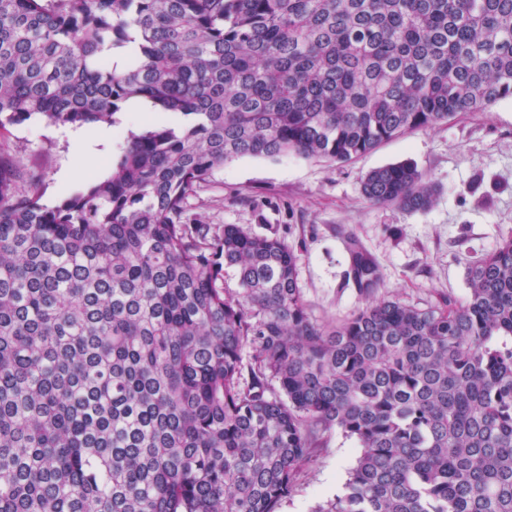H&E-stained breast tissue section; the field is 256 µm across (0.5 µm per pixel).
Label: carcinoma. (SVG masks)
Masks as SVG:
<instances>
[{"label": "carcinoma", "mask_w": 512, "mask_h": 512, "mask_svg": "<svg viewBox=\"0 0 512 512\" xmlns=\"http://www.w3.org/2000/svg\"><path fill=\"white\" fill-rule=\"evenodd\" d=\"M137 98L190 122L55 206L0 147V512H278L334 427L360 453L315 512H512V238L427 308L351 239L363 305L321 324L293 247L186 208L237 158L347 163L512 100V0H0V138ZM361 192L437 189L403 162Z\"/></svg>", "instance_id": "1"}]
</instances>
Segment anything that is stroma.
<instances>
[{
  "mask_svg": "<svg viewBox=\"0 0 512 512\" xmlns=\"http://www.w3.org/2000/svg\"><path fill=\"white\" fill-rule=\"evenodd\" d=\"M149 126L144 114L126 109L110 125L36 118L11 127L4 146L22 165L41 164L44 201L52 204L106 175L128 132ZM405 161L437 186L433 207L407 212L368 203L362 176ZM188 209L202 223L236 224L293 246L298 286L319 322L334 323L361 305L346 280L351 237L378 263L383 295L421 308L463 303L468 264L512 237V100L410 132L346 164L292 154L235 159L213 171ZM358 454L340 431L325 433L279 512H313L341 493Z\"/></svg>",
  "mask_w": 512,
  "mask_h": 512,
  "instance_id": "obj_1",
  "label": "stroma"
}]
</instances>
